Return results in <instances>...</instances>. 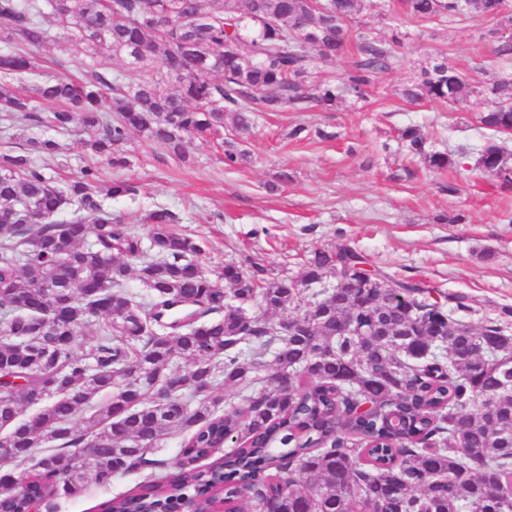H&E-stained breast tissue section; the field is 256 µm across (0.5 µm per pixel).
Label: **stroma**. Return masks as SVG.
<instances>
[{"label":"stroma","instance_id":"obj_1","mask_svg":"<svg viewBox=\"0 0 512 512\" xmlns=\"http://www.w3.org/2000/svg\"><path fill=\"white\" fill-rule=\"evenodd\" d=\"M489 27L481 16L439 23L363 12L353 30L397 29L404 36L400 65L379 73L365 99L331 111L259 114L247 141L229 132L220 141L189 140L185 164L131 135L126 168L103 160L98 167L103 179L129 180L136 192L105 205L144 238L150 235L144 216L170 209L180 218L177 232L206 241L199 263L207 272L253 257L270 276L297 278L314 250L346 244L373 269L424 281L434 296L466 295L471 311L463 319L480 327L512 309V193L472 168L473 151L488 136L478 122L487 102L476 95L461 104L411 105L402 89L440 51L476 83L489 72L512 74V64L495 63L490 54ZM410 125L458 167L434 172L411 159L399 142ZM298 126L303 132L292 138ZM83 139L79 132L60 137L62 150L50 162L58 181L77 178L89 164ZM227 142L246 152L232 167L224 163ZM149 479L145 470L106 485L90 481L75 496L45 500L41 510L104 512L113 498Z\"/></svg>","mask_w":512,"mask_h":512}]
</instances>
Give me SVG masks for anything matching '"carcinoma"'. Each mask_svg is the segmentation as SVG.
<instances>
[{"label":"carcinoma","mask_w":512,"mask_h":512,"mask_svg":"<svg viewBox=\"0 0 512 512\" xmlns=\"http://www.w3.org/2000/svg\"><path fill=\"white\" fill-rule=\"evenodd\" d=\"M418 21L493 22V52L512 57L506 0H399ZM385 0H0V112L59 133L85 131L87 152L114 168L138 132L187 161L188 139L224 137V115L247 139L258 112L333 110L366 98L377 74L401 61L402 37L351 32ZM71 54L90 59L78 81L41 74L45 19ZM336 80L317 79L348 41ZM126 65L114 70L109 61ZM491 100L478 116L512 132V78L471 83L445 54L402 90L409 102ZM57 104L49 117L37 101ZM401 141L432 170L455 165L410 126ZM54 138L0 154V448L21 469L14 483L69 495L88 479L107 484L138 470L167 472L112 500V512H175L182 497L201 509L223 497L231 512H512V333L458 318L464 294L432 301L413 278L378 271L344 246L316 250L298 279L268 278L256 261L226 263L215 276L194 261L200 239L173 229L167 209L146 214L150 245L104 200L131 195L95 165L65 185L35 162L57 155ZM489 138L473 168L512 189V168ZM64 243L65 250L59 249ZM332 288L308 294L324 277ZM135 277L139 288L127 284ZM66 302L65 317L39 311ZM256 308L254 313L248 309ZM292 309V331L270 314ZM86 344L78 356L73 348ZM187 366H180V361ZM294 380L288 387V379ZM241 403L224 406L221 387ZM105 393L108 398L93 403ZM32 406L33 426L19 422ZM182 435L181 457L158 458ZM210 468L197 462L227 441ZM93 443V474L80 449ZM75 464L57 476L58 454Z\"/></svg>","instance_id":"1"}]
</instances>
